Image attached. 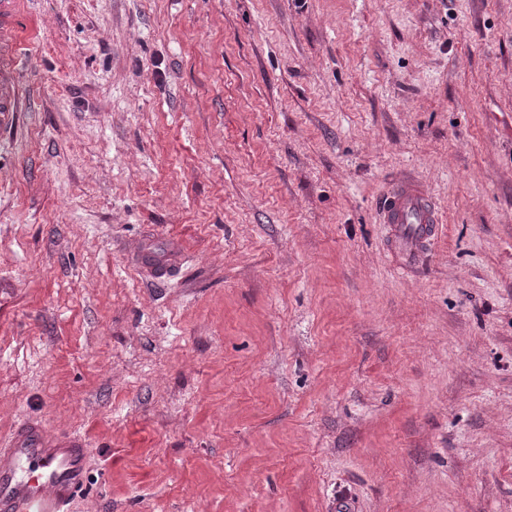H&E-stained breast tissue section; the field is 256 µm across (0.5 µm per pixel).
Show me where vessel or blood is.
<instances>
[{"label":"vessel or blood","mask_w":512,"mask_h":512,"mask_svg":"<svg viewBox=\"0 0 512 512\" xmlns=\"http://www.w3.org/2000/svg\"><path fill=\"white\" fill-rule=\"evenodd\" d=\"M20 5L21 0H0V126L23 109L17 53ZM381 213L408 259L434 236L439 222L431 196L410 178L388 190ZM87 457L80 437H54L38 425L22 426L0 444V512H68L85 485Z\"/></svg>","instance_id":"b4317fda"}]
</instances>
